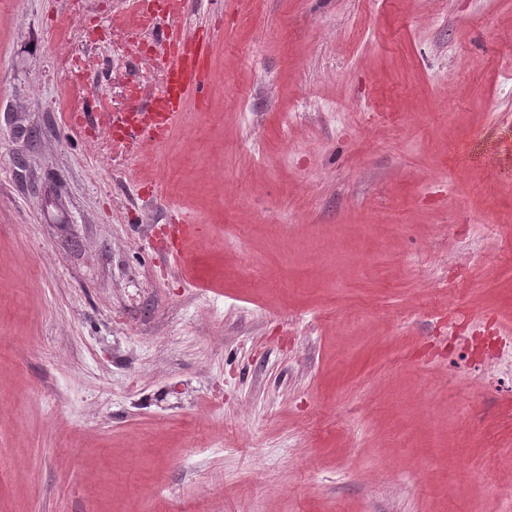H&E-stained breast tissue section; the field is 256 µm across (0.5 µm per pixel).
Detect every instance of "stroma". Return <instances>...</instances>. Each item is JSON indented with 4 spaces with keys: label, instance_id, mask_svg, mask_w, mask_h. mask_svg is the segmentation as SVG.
<instances>
[{
    "label": "stroma",
    "instance_id": "stroma-1",
    "mask_svg": "<svg viewBox=\"0 0 512 512\" xmlns=\"http://www.w3.org/2000/svg\"><path fill=\"white\" fill-rule=\"evenodd\" d=\"M76 13L0 0V512H512V0H198L116 161ZM97 42V32L94 26L78 14L71 25L70 39L62 49L58 65L67 70H74L82 74L97 62L96 56L91 52V47ZM78 52H77V48ZM74 47V52L72 53Z\"/></svg>",
    "mask_w": 512,
    "mask_h": 512
}]
</instances>
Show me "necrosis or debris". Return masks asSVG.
Listing matches in <instances>:
<instances>
[{"instance_id":"necrosis-or-debris-1","label":"necrosis or debris","mask_w":512,"mask_h":512,"mask_svg":"<svg viewBox=\"0 0 512 512\" xmlns=\"http://www.w3.org/2000/svg\"><path fill=\"white\" fill-rule=\"evenodd\" d=\"M124 9L127 19L112 32V96H97L94 110L99 125L96 145L107 147L127 140L132 129L130 116L148 112L158 101L169 96L172 89L170 58L174 43L147 37L146 22L167 14L170 0H115ZM97 32L83 17H75L67 47L59 66L78 73L94 66L96 57L91 48Z\"/></svg>"}]
</instances>
